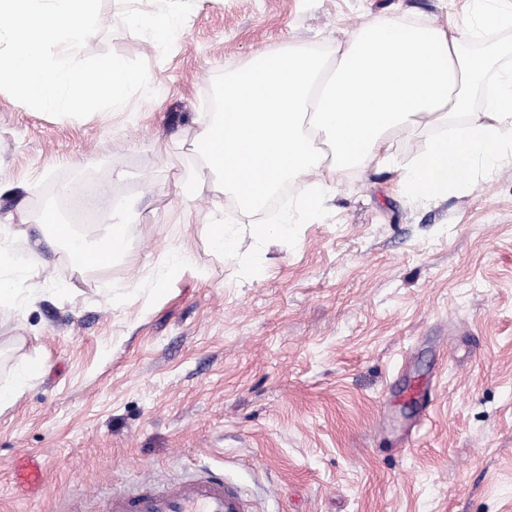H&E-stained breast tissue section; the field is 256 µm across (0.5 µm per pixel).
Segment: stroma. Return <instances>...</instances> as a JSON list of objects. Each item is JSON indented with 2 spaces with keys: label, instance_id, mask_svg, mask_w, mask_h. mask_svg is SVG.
<instances>
[{
  "label": "stroma",
  "instance_id": "35a3bbf8",
  "mask_svg": "<svg viewBox=\"0 0 512 512\" xmlns=\"http://www.w3.org/2000/svg\"><path fill=\"white\" fill-rule=\"evenodd\" d=\"M471 0H103L85 51L148 66L154 97L83 119L0 91V512H108L113 494L201 467L253 512H512V158L416 200L375 166L325 171L321 213L246 257L208 227L268 223L196 149L226 74L329 51L383 17L445 27ZM171 24L159 29V16ZM94 176L135 224L83 273L22 234L42 196ZM194 177L195 199L178 183ZM183 269L158 273L171 254ZM431 386L430 414L408 400ZM34 461L43 485L22 490ZM212 248L221 255L224 253L239 254L243 248V240L226 231L224 225L213 224L208 231Z\"/></svg>",
  "mask_w": 512,
  "mask_h": 512
}]
</instances>
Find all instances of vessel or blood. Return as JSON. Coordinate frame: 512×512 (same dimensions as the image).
<instances>
[{"label": "vessel or blood", "mask_w": 512, "mask_h": 512, "mask_svg": "<svg viewBox=\"0 0 512 512\" xmlns=\"http://www.w3.org/2000/svg\"><path fill=\"white\" fill-rule=\"evenodd\" d=\"M111 512H251V505L224 482V476L202 470L193 477L164 488L146 487L110 502Z\"/></svg>", "instance_id": "b4317fda"}]
</instances>
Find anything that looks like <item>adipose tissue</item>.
Segmentation results:
<instances>
[{
  "instance_id": "adipose-tissue-1",
  "label": "adipose tissue",
  "mask_w": 512,
  "mask_h": 512,
  "mask_svg": "<svg viewBox=\"0 0 512 512\" xmlns=\"http://www.w3.org/2000/svg\"><path fill=\"white\" fill-rule=\"evenodd\" d=\"M512 26V10L487 8L448 28L383 18L336 47V59L297 51L255 57L224 81L225 109L199 134L197 147L224 187L257 207L284 180L304 177L300 202L317 214L326 202V166L345 171L366 164L401 173L405 192L448 196L469 182L479 164L499 162L512 148V71H494L491 57L465 53L483 34ZM497 91L474 112L472 91L488 75ZM447 128L408 163L394 137ZM105 237L80 248L84 260L111 264L125 253L131 227L107 218Z\"/></svg>"
}]
</instances>
